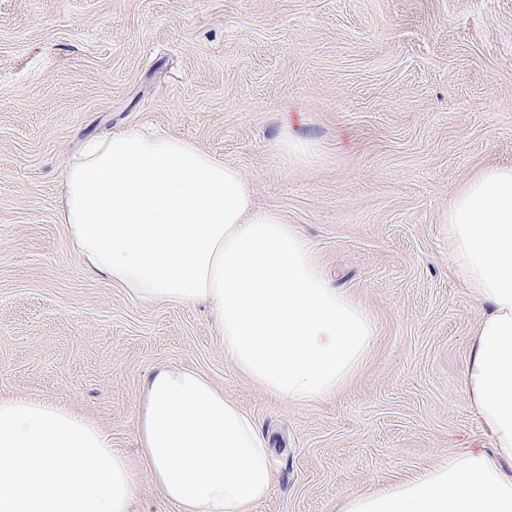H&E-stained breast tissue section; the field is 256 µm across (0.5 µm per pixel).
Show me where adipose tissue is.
Masks as SVG:
<instances>
[{"label": "adipose tissue", "mask_w": 512, "mask_h": 512, "mask_svg": "<svg viewBox=\"0 0 512 512\" xmlns=\"http://www.w3.org/2000/svg\"><path fill=\"white\" fill-rule=\"evenodd\" d=\"M60 218L86 268L131 297L206 303L234 365L272 397L336 392L374 336L251 176L171 134L91 140L61 176ZM448 263L484 308L463 375L493 453L474 449L345 499L340 512H512V165L448 206ZM141 468L66 406L0 395V512H131L148 471L177 512H254L274 482L253 418L199 371L155 368L137 415Z\"/></svg>", "instance_id": "1"}]
</instances>
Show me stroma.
Masks as SVG:
<instances>
[{"mask_svg":"<svg viewBox=\"0 0 512 512\" xmlns=\"http://www.w3.org/2000/svg\"><path fill=\"white\" fill-rule=\"evenodd\" d=\"M178 135L253 177L376 336L323 399L277 400L207 309L89 273L59 176L90 138ZM316 151L288 154L289 136ZM512 164V0H0V391L67 405L140 463L161 364L198 369L270 437L256 512H339L489 448L462 389L480 304L448 264V205Z\"/></svg>","mask_w":512,"mask_h":512,"instance_id":"stroma-1","label":"stroma"}]
</instances>
